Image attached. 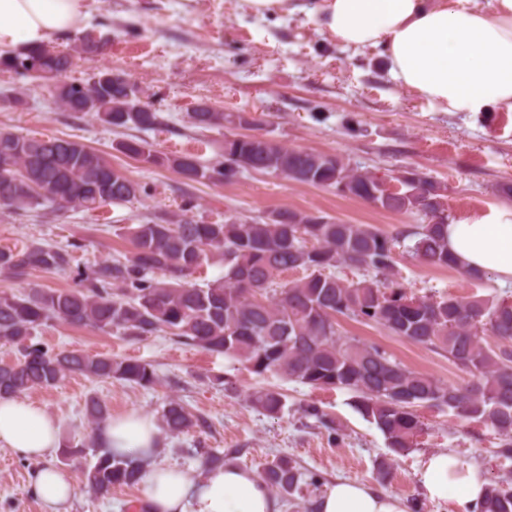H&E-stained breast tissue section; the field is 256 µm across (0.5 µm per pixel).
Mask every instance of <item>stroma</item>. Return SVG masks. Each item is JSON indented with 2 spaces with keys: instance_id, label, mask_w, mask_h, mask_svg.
Segmentation results:
<instances>
[{
  "instance_id": "stroma-1",
  "label": "stroma",
  "mask_w": 512,
  "mask_h": 512,
  "mask_svg": "<svg viewBox=\"0 0 512 512\" xmlns=\"http://www.w3.org/2000/svg\"><path fill=\"white\" fill-rule=\"evenodd\" d=\"M85 30L107 38L103 52L81 57L66 75L79 84L98 69L143 90L164 123L145 132L159 155L195 154L211 163L225 136L247 134L235 123L238 114L252 118L259 133L282 144L339 155L390 178L417 170L448 188L451 220L512 208L501 185L512 184V112H446L433 102L393 82L380 48L358 52L342 48L306 13L259 17L244 0H84ZM53 81L0 71V128L28 136L75 139L104 156L113 168L144 186L135 199L95 211L48 208L14 211L0 207V249L34 242L70 249L63 270L31 271L16 280L0 274V292L29 288L73 287L78 269L129 254L127 226L147 218L178 213L185 198L198 206L195 218L207 222L261 219L288 208L320 214L350 224H369L393 235L423 223L422 215L394 213L330 187L300 184L271 174L245 172L233 181L184 183L166 165H151L117 151L126 133L91 116L75 117L58 109ZM24 93L25 102L8 98ZM208 103L230 115L222 129L199 130L188 114ZM395 281L416 297L455 295L512 300V287L494 275L471 280L458 271L419 264L404 247L395 252ZM341 335L381 345L397 361L441 382L466 377L446 353L390 335L381 326L346 320ZM35 342L53 352L82 350L131 357L154 366L158 381L144 389L116 381L70 376L56 387L29 393L59 423L61 441L87 442L91 428L86 401L96 396L111 416L141 411L159 417L167 398H180L203 426L177 437H163L152 461L201 469V453L223 454L225 462L262 471L280 456L294 459L301 472L320 479L312 496H320L336 479H356L381 486L422 512H456L454 502L431 503L424 495L421 471L427 457L449 451L482 468L493 478L512 472V460L496 455L498 440L483 426L457 419L445 409H421L425 430L409 454L398 457L390 479L379 481L375 462L387 454L382 433L350 405L344 389H313L266 373L255 374L234 358L176 342L165 333L141 339L55 324L36 331ZM257 389H274L286 401L276 418L246 400ZM316 403L339 429L338 439L299 407ZM61 466L81 476L84 459L62 460L59 449L41 458H25L0 447V512H44L32 490L36 470ZM141 487L116 488L105 497L79 488L69 512H130Z\"/></svg>"
}]
</instances>
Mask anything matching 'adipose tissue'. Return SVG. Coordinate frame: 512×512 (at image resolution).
Instances as JSON below:
<instances>
[{
	"label": "adipose tissue",
	"mask_w": 512,
	"mask_h": 512,
	"mask_svg": "<svg viewBox=\"0 0 512 512\" xmlns=\"http://www.w3.org/2000/svg\"><path fill=\"white\" fill-rule=\"evenodd\" d=\"M252 13L318 15L323 31L347 49L381 48L388 74L403 89L447 112H512V0H247ZM83 0H0V54L48 43L81 29ZM448 250L467 269L512 286V210L495 209L448 225ZM162 439L140 411L108 420L100 440L112 452L145 460L141 483L150 512H280L266 483L233 464L198 472L150 461ZM59 443L58 422L39 404L0 399V446L43 457ZM426 497L454 500L472 512L488 481L481 468L451 453L430 455ZM32 488L46 512H66L78 486L55 466L39 469ZM315 512H411L398 494L361 480L339 479L314 503Z\"/></svg>",
	"instance_id": "obj_1"
}]
</instances>
